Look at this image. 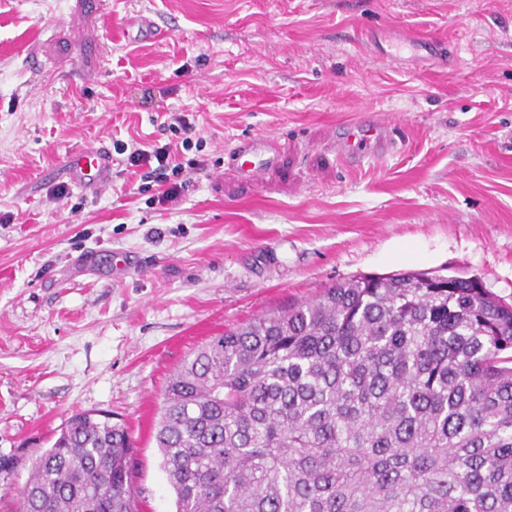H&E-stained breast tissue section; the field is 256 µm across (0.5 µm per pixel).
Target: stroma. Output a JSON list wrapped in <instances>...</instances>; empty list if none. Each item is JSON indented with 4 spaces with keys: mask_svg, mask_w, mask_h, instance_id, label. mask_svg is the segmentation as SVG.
<instances>
[{
    "mask_svg": "<svg viewBox=\"0 0 512 512\" xmlns=\"http://www.w3.org/2000/svg\"><path fill=\"white\" fill-rule=\"evenodd\" d=\"M150 18L161 36L131 40ZM447 41L446 65L386 61ZM396 121L395 153L357 168L338 123ZM188 114L207 167L159 205L123 164L93 191L67 153L179 144ZM271 135L276 167L236 178L226 153ZM68 185L70 196L53 197ZM479 279L512 303V0H0V512L67 419L96 410L135 443L142 512H174L154 440L171 374L199 346L360 275ZM126 253L131 266L114 260ZM383 258L392 263L408 264L424 258L422 251L415 244L404 243L389 249Z\"/></svg>",
    "mask_w": 512,
    "mask_h": 512,
    "instance_id": "35a3bbf8",
    "label": "stroma"
}]
</instances>
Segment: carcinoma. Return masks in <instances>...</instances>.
Listing matches in <instances>:
<instances>
[{"label":"carcinoma","instance_id":"carcinoma-1","mask_svg":"<svg viewBox=\"0 0 512 512\" xmlns=\"http://www.w3.org/2000/svg\"><path fill=\"white\" fill-rule=\"evenodd\" d=\"M175 512H512V306L363 275L214 337L155 428ZM127 427L73 414L20 512H139Z\"/></svg>","mask_w":512,"mask_h":512}]
</instances>
